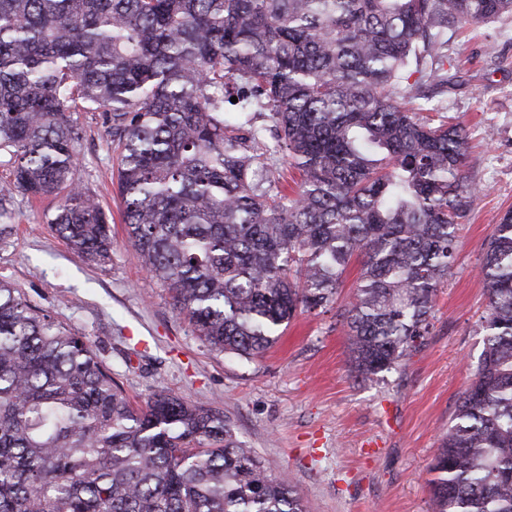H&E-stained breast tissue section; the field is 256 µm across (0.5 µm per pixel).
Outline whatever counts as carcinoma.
Wrapping results in <instances>:
<instances>
[{"mask_svg": "<svg viewBox=\"0 0 512 512\" xmlns=\"http://www.w3.org/2000/svg\"><path fill=\"white\" fill-rule=\"evenodd\" d=\"M511 16L512 0H0V158L21 194L66 192L50 229L102 262L112 229L78 181L74 119L98 113L128 240L203 343L251 358L334 305L371 380L430 334L479 192L464 128L410 104L458 85L460 29ZM233 96L270 113L273 141L229 129ZM479 274L485 346L432 462L435 512H512V211ZM0 512L306 509L222 411L133 406L83 337L0 281Z\"/></svg>", "mask_w": 512, "mask_h": 512, "instance_id": "1", "label": "carcinoma"}]
</instances>
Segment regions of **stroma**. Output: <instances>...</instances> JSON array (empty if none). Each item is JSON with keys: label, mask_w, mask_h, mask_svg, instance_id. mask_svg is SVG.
<instances>
[{"label": "stroma", "mask_w": 512, "mask_h": 512, "mask_svg": "<svg viewBox=\"0 0 512 512\" xmlns=\"http://www.w3.org/2000/svg\"><path fill=\"white\" fill-rule=\"evenodd\" d=\"M459 84L425 92L461 123L465 169L480 189L458 226L455 262L436 298L430 336L367 381L348 367L335 311L302 312L263 354L212 351L144 271L112 183L114 147L97 113L80 112L77 177L112 226L109 261H88L50 229L64 199L15 194L17 229L0 245V280L91 345L138 406L167 390L223 411L268 474H289L307 512H434L431 461L484 346L485 244L512 208V19L455 40Z\"/></svg>", "instance_id": "35a3bbf8"}]
</instances>
